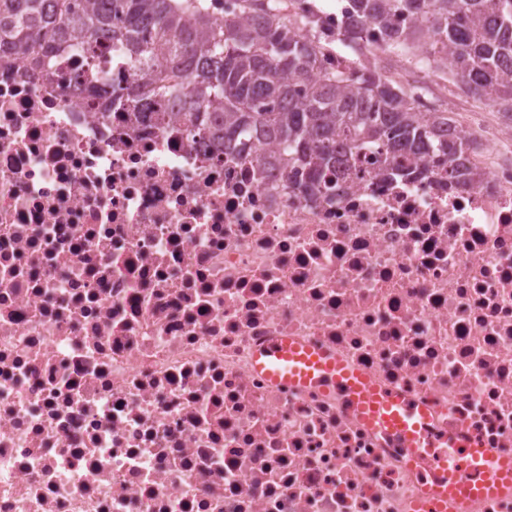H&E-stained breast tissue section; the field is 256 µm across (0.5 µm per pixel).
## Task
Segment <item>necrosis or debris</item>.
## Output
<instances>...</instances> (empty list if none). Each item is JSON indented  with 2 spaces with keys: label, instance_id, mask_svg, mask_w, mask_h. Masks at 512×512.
I'll return each instance as SVG.
<instances>
[{
  "label": "necrosis or debris",
  "instance_id": "1",
  "mask_svg": "<svg viewBox=\"0 0 512 512\" xmlns=\"http://www.w3.org/2000/svg\"><path fill=\"white\" fill-rule=\"evenodd\" d=\"M87 64L0 56V512H416L435 462L343 388L269 380L275 338L512 454V163L303 193L71 84Z\"/></svg>",
  "mask_w": 512,
  "mask_h": 512
}]
</instances>
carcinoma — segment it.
I'll list each match as a JSON object with an SVG mask.
<instances>
[{
  "mask_svg": "<svg viewBox=\"0 0 512 512\" xmlns=\"http://www.w3.org/2000/svg\"><path fill=\"white\" fill-rule=\"evenodd\" d=\"M354 9L385 35L382 43L329 38L316 15L282 14L281 0H242L240 12L220 23L206 0H0V47L29 52L38 67L59 47L92 60L115 44L144 73L119 104L144 113L180 89L193 134L223 149L242 136L255 138L260 151L273 145L269 159L305 174L299 190L336 167L341 143L352 167L376 145L373 161L392 176H411L408 159L427 155L446 166L448 180L468 184L480 142L448 140L456 127L448 113L434 108L420 117V87L388 79L378 60L415 52L422 32L399 30L393 19L422 16L437 45L428 65L449 68L469 98L512 121V0H354ZM335 43L372 60L325 69L339 55ZM105 79L92 63L78 74L83 85Z\"/></svg>",
  "mask_w": 512,
  "mask_h": 512,
  "instance_id": "obj_1",
  "label": "carcinoma"
}]
</instances>
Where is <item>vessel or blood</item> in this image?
Masks as SVG:
<instances>
[{"mask_svg": "<svg viewBox=\"0 0 512 512\" xmlns=\"http://www.w3.org/2000/svg\"><path fill=\"white\" fill-rule=\"evenodd\" d=\"M255 366L275 382L314 385L332 380L341 383L348 388L365 418L393 431L404 447L414 452L433 445L425 431L427 416L422 410L401 399L381 396L361 373L339 358L287 339H277L257 355ZM452 448L465 449L472 467L480 472V479L471 480L458 471L442 477L436 482L431 499L417 504V512H431L433 506L451 498L464 501L512 489L511 456L487 454L482 449L465 446L463 440L455 436L449 439L447 449L439 450V467H446L448 451Z\"/></svg>", "mask_w": 512, "mask_h": 512, "instance_id": "b4317fda", "label": "vessel or blood"}]
</instances>
